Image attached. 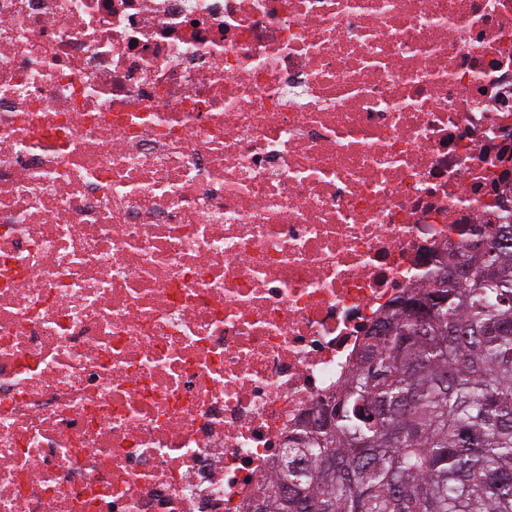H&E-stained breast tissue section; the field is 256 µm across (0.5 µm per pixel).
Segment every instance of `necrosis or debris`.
Masks as SVG:
<instances>
[{
  "label": "necrosis or debris",
  "mask_w": 512,
  "mask_h": 512,
  "mask_svg": "<svg viewBox=\"0 0 512 512\" xmlns=\"http://www.w3.org/2000/svg\"><path fill=\"white\" fill-rule=\"evenodd\" d=\"M502 174L512 0H0V512H253Z\"/></svg>",
  "instance_id": "4bbe7bcc"
}]
</instances>
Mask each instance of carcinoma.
I'll return each mask as SVG.
<instances>
[{"label":"carcinoma","instance_id":"obj_1","mask_svg":"<svg viewBox=\"0 0 512 512\" xmlns=\"http://www.w3.org/2000/svg\"><path fill=\"white\" fill-rule=\"evenodd\" d=\"M481 236L392 306L331 427L288 436L262 512H512V218Z\"/></svg>","mask_w":512,"mask_h":512}]
</instances>
